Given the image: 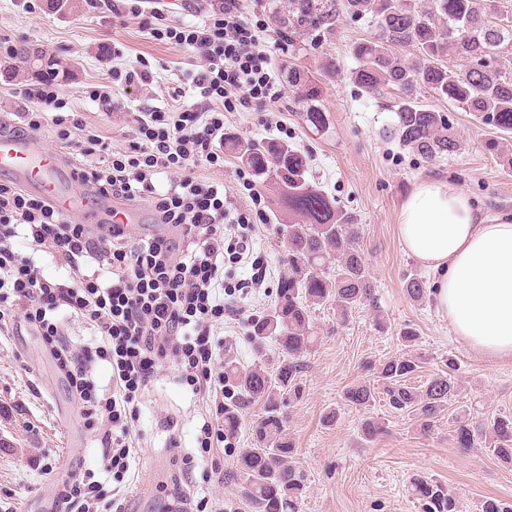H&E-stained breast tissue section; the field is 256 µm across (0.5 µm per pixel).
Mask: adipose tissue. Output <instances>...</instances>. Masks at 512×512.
<instances>
[{"label": "adipose tissue", "mask_w": 512, "mask_h": 512, "mask_svg": "<svg viewBox=\"0 0 512 512\" xmlns=\"http://www.w3.org/2000/svg\"><path fill=\"white\" fill-rule=\"evenodd\" d=\"M398 233L435 277L437 309L475 351L512 355V212L480 214L448 182L424 180L404 200Z\"/></svg>", "instance_id": "obj_1"}]
</instances>
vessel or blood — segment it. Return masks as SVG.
Listing matches in <instances>:
<instances>
[{"label":"vessel or blood","mask_w":512,"mask_h":512,"mask_svg":"<svg viewBox=\"0 0 512 512\" xmlns=\"http://www.w3.org/2000/svg\"><path fill=\"white\" fill-rule=\"evenodd\" d=\"M0 174L12 176L25 190L44 196L66 215L103 216L112 210L124 224L141 219L140 209L91 196L61 157L38 149L26 136L0 133Z\"/></svg>","instance_id":"b4317fda"}]
</instances>
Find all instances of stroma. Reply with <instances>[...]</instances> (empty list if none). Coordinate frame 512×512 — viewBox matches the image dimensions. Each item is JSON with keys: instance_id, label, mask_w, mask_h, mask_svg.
I'll use <instances>...</instances> for the list:
<instances>
[{"instance_id": "35a3bbf8", "label": "stroma", "mask_w": 512, "mask_h": 512, "mask_svg": "<svg viewBox=\"0 0 512 512\" xmlns=\"http://www.w3.org/2000/svg\"><path fill=\"white\" fill-rule=\"evenodd\" d=\"M286 6L287 0H242L244 17L260 23L259 42L271 54L284 87L274 105L225 113L224 129L245 139H278L309 153L311 178L363 226L361 246L376 297L375 306L354 312L342 325L330 307L319 306L312 313L319 342L302 359V397L289 408L287 419L296 465L307 477L302 512H419L407 492L417 473L456 493L463 512H479L488 496L512 506V463L498 459L491 440L466 450L454 439L456 419L487 422L512 415V357L478 354L455 336L434 301L408 297L404 281L423 267L398 235L401 205L419 181H446L464 191L479 212L492 216L512 211V171L503 172L483 152L487 128L457 107L450 114L460 138L458 153L434 165L422 163L392 136L395 112L362 95L348 79L356 65L349 45L369 34L367 24L340 25L317 46L304 41L292 50L279 30ZM0 36L10 38L15 47L24 44L49 58L71 59V75L62 83L65 94L117 146L124 143L145 98L157 106L168 101L174 89L184 87V75L195 61L192 50L154 40L137 21L111 22L89 10L85 0H67L62 7L50 0H30L25 9L13 0H0ZM112 43L122 49L125 64L148 61L155 79L146 96L116 88L122 108L106 114L91 91L107 69L100 49ZM292 54L324 87L320 104L329 121L322 131L306 126L286 85ZM333 58L339 60L341 73L328 80L323 68ZM199 173L222 180L235 206L250 207L249 188L255 179L237 159L225 157L223 169L203 166ZM279 222L268 203L254 217L255 254L267 266L263 287L248 296L257 316L272 307L277 283L288 271ZM407 325L419 334L413 349L421 362L416 384L445 371L448 362L457 365L456 402L440 426L427 434L415 419L391 410L383 400L362 411L343 399L349 387L371 379L372 366L403 353L399 331ZM248 329V324L225 321V358L245 368L260 361L274 369L276 344H268L264 357L256 358L246 338ZM331 410L337 420L324 424L322 417ZM200 411L173 368L163 367L140 403L129 512H165L164 485L178 469L179 453L195 450ZM368 416L384 427L373 440L360 431ZM102 455L36 332L24 326L0 333V512H52L57 482L78 468L94 470L104 489L112 490L116 482L104 472Z\"/></svg>"}]
</instances>
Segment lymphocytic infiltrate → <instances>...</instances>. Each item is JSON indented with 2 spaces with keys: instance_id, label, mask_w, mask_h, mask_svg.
I'll list each match as a JSON object with an SVG mask.
<instances>
[{
  "instance_id": "lymphocytic-infiltrate-1",
  "label": "lymphocytic infiltrate",
  "mask_w": 512,
  "mask_h": 512,
  "mask_svg": "<svg viewBox=\"0 0 512 512\" xmlns=\"http://www.w3.org/2000/svg\"><path fill=\"white\" fill-rule=\"evenodd\" d=\"M119 22L138 20L154 40L192 48L186 73L194 102L144 104L128 140L114 147L46 76L13 88L21 123L34 136L49 127L74 156L76 179L88 191L114 200L144 202L154 232L129 224L92 227L63 215L48 200L0 180V329L26 323L52 352L76 395L86 427L99 441L106 473L124 481L135 458L139 403L164 365H171L204 406L197 429L199 456L224 446V318H245L242 296L224 283L226 260L247 262L255 227L249 211L235 207L220 181H205L199 166L224 167V115L236 107L277 102L281 91L270 54L240 0H203L199 23L167 20L142 0H87ZM114 65L93 96L105 112L116 108L112 87L143 91L154 76L147 65ZM30 242L32 251L18 248ZM65 267L62 281L47 280L39 254ZM89 324L99 343L81 349L64 337L63 316ZM112 368L111 393L92 378L98 362ZM55 512H127L126 497H102L93 471L73 472L57 485Z\"/></svg>"
}]
</instances>
